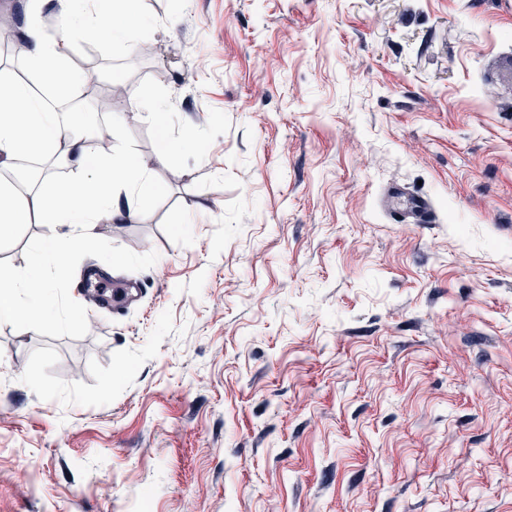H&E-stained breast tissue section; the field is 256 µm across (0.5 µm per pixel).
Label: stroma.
<instances>
[{"label": "stroma", "instance_id": "1", "mask_svg": "<svg viewBox=\"0 0 512 512\" xmlns=\"http://www.w3.org/2000/svg\"><path fill=\"white\" fill-rule=\"evenodd\" d=\"M73 36L161 193L0 323V512H512V7L129 0ZM167 100L163 124L143 102ZM400 184L431 224L379 204ZM58 224L0 236L25 269ZM139 286L105 317L88 258Z\"/></svg>", "mask_w": 512, "mask_h": 512}]
</instances>
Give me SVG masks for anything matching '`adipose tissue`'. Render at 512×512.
I'll list each match as a JSON object with an SVG mask.
<instances>
[{
    "label": "adipose tissue",
    "instance_id": "ef3b65f1",
    "mask_svg": "<svg viewBox=\"0 0 512 512\" xmlns=\"http://www.w3.org/2000/svg\"><path fill=\"white\" fill-rule=\"evenodd\" d=\"M125 2L19 0L30 79L24 82L0 76V171L13 174L12 180H0V235L37 221L66 224L70 231L38 244L29 269L0 276L1 323L36 322L51 311L54 303L45 291L46 269L66 274L67 257L93 234L103 218H115L116 188H124L136 198H151L160 191L151 166L140 157L118 147L101 153L85 136L81 113H70L64 121L56 109L66 83L67 32L126 44V29L110 21L111 15L123 11ZM49 7L56 8L64 20V35L51 37L44 32L40 15ZM23 144L66 167L65 178L42 190V170L16 165Z\"/></svg>",
    "mask_w": 512,
    "mask_h": 512
}]
</instances>
